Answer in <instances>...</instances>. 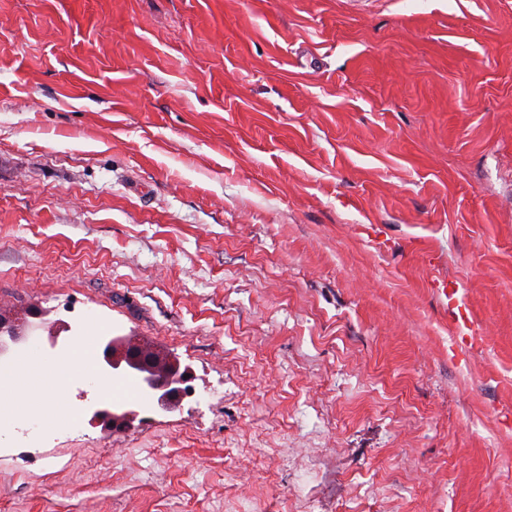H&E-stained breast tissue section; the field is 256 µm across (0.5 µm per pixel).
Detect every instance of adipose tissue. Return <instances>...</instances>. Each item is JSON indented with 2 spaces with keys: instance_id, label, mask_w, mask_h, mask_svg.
Here are the masks:
<instances>
[{
  "instance_id": "adipose-tissue-1",
  "label": "adipose tissue",
  "mask_w": 512,
  "mask_h": 512,
  "mask_svg": "<svg viewBox=\"0 0 512 512\" xmlns=\"http://www.w3.org/2000/svg\"><path fill=\"white\" fill-rule=\"evenodd\" d=\"M93 349L92 338L86 336L76 340L66 353L55 360H42L33 351L25 355L21 363L47 377L48 382L41 392L43 398H60L73 377L94 378Z\"/></svg>"
}]
</instances>
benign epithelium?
<instances>
[{
  "mask_svg": "<svg viewBox=\"0 0 512 512\" xmlns=\"http://www.w3.org/2000/svg\"><path fill=\"white\" fill-rule=\"evenodd\" d=\"M99 368L119 379L137 383L140 397L151 400L163 410H171L180 404L187 382L184 375L189 368L181 367L175 360L145 346L133 343L126 336H115L102 353ZM138 416L134 402H114L96 406L90 422L105 429L119 430L130 425Z\"/></svg>",
  "mask_w": 512,
  "mask_h": 512,
  "instance_id": "benign-epithelium-1",
  "label": "benign epithelium"
}]
</instances>
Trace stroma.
I'll list each match as a JSON object with an SVG mask.
<instances>
[{"label": "stroma", "instance_id": "stroma-1", "mask_svg": "<svg viewBox=\"0 0 512 512\" xmlns=\"http://www.w3.org/2000/svg\"><path fill=\"white\" fill-rule=\"evenodd\" d=\"M0 307L193 374L0 512H512V0H0Z\"/></svg>", "mask_w": 512, "mask_h": 512}]
</instances>
